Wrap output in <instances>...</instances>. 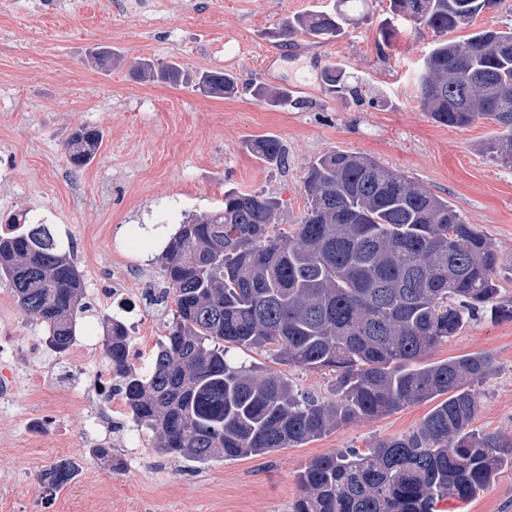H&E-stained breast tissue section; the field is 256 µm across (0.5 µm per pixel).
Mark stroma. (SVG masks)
I'll return each instance as SVG.
<instances>
[{
  "label": "stroma",
  "instance_id": "obj_1",
  "mask_svg": "<svg viewBox=\"0 0 512 512\" xmlns=\"http://www.w3.org/2000/svg\"><path fill=\"white\" fill-rule=\"evenodd\" d=\"M336 0H0V225L24 209H43L56 237L73 243L84 297L105 312L102 290L132 280L142 267L133 319L154 338L170 320L151 302L164 288L161 251L150 236L115 254L135 225L165 227L203 216L224 203L226 190L262 191L281 202L277 221L299 223L306 209L305 173L330 151L364 153L448 199L496 250L498 302L512 301V169L494 165L481 145L491 128L438 124L418 103V74L433 35L404 27L383 44L379 26L390 0H367V22L340 37L304 34L283 43L284 19L331 11ZM110 52L112 66L93 58ZM144 59L175 62L177 84L141 79ZM343 64L369 101L336 98L324 68ZM204 71L238 80L230 97L197 86ZM287 88L303 108H275L255 97L253 84ZM90 125L103 133L90 163L74 168L67 139ZM262 135L278 137L285 164L271 167L247 148ZM0 314L13 320L20 364H63L50 351L38 321L20 310L0 282ZM490 355L496 371L485 382L474 429L512 440V321L479 318L430 354V361ZM19 415L0 420V512H292L301 494L298 475L314 457L413 430L430 406L418 403L376 419L342 426L295 448L199 467L159 456L145 440L132 460L93 455L100 435L75 410L71 388L45 378L40 397L16 394ZM54 415L57 431L28 447L24 413ZM84 438L89 481L50 490L41 479L68 458V439ZM437 512H512V469L503 468L475 499L443 501Z\"/></svg>",
  "mask_w": 512,
  "mask_h": 512
}]
</instances>
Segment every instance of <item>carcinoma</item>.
Returning a JSON list of instances; mask_svg holds the SVG:
<instances>
[{
	"mask_svg": "<svg viewBox=\"0 0 512 512\" xmlns=\"http://www.w3.org/2000/svg\"><path fill=\"white\" fill-rule=\"evenodd\" d=\"M363 0L348 10L286 19L281 38L329 39L364 20ZM500 0H390L391 13L413 15L434 39L419 73L420 106L434 121L496 126L483 144L496 165L512 169V28L448 37ZM137 70L176 83L180 67ZM336 93L360 99L346 71L326 67ZM202 88L237 92L238 81L206 72ZM255 94L274 107H304L284 89ZM101 133L77 128L67 142L80 169ZM255 156L279 166V138L252 141ZM306 211L291 230L278 227V203L262 192L228 191L224 206L179 224L162 249L173 290L172 320L147 371L126 354V330L105 319L104 351L124 391L128 415L151 431L156 451L198 465L261 456L317 440L349 423L423 402L434 406L412 431L364 452L313 458L299 474L293 512H435L444 499L468 501L505 467L512 442L472 428L477 386L494 370L476 353L426 361L475 314L512 320V303L495 301L498 255L448 202L368 155L331 151L305 177ZM0 280L19 308L43 323L57 353L67 351L90 306L71 252L43 224L0 233ZM257 351L277 364L336 374L332 397L301 391L282 371H262L232 355ZM49 487L73 480L67 460L45 474Z\"/></svg>",
	"mask_w": 512,
	"mask_h": 512,
	"instance_id": "1",
	"label": "carcinoma"
}]
</instances>
